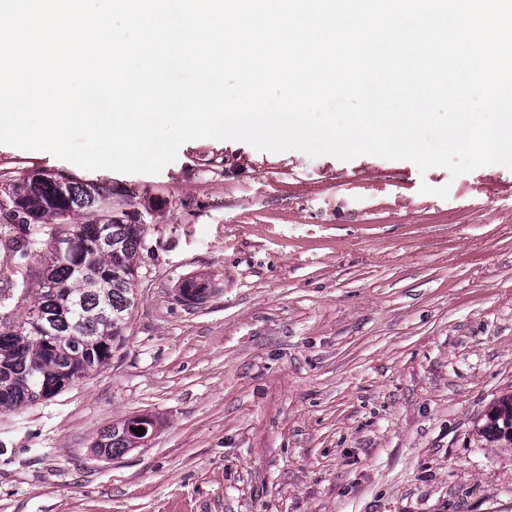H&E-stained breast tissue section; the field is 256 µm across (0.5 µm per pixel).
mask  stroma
I'll use <instances>...</instances> for the list:
<instances>
[{"label":"stroma","instance_id":"35a3bbf8","mask_svg":"<svg viewBox=\"0 0 512 512\" xmlns=\"http://www.w3.org/2000/svg\"><path fill=\"white\" fill-rule=\"evenodd\" d=\"M35 169L111 187L146 248L110 365L0 410V512H512V448L475 432L512 393V169L202 138L121 174L0 145V174ZM136 416L141 447L94 452Z\"/></svg>","mask_w":512,"mask_h":512}]
</instances>
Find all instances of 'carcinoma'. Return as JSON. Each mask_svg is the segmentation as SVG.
<instances>
[{
  "mask_svg": "<svg viewBox=\"0 0 512 512\" xmlns=\"http://www.w3.org/2000/svg\"><path fill=\"white\" fill-rule=\"evenodd\" d=\"M112 189L69 180L59 187L44 171L27 173L9 184L8 221L0 225V249L12 259L11 273L0 278V310H7L26 283L24 269L32 253L46 245L47 225L73 242L42 275L38 297L25 321L0 319V408L49 400L90 372L108 366L112 345L123 335L136 303L138 267L146 225L131 224L105 208ZM76 212L85 224H69ZM145 426L138 435L134 425ZM153 420L138 417L106 428L94 445L108 457L138 447L153 431ZM479 433L504 448L512 447V394L500 397L486 414Z\"/></svg>",
  "mask_w": 512,
  "mask_h": 512,
  "instance_id": "1",
  "label": "carcinoma"
}]
</instances>
